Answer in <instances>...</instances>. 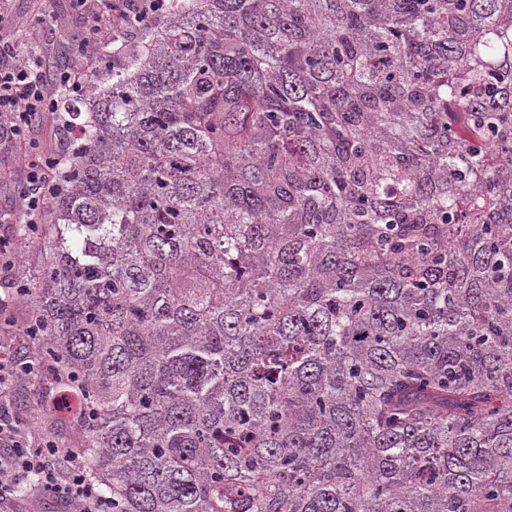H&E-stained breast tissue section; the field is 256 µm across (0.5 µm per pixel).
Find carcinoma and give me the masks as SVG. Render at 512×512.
I'll return each instance as SVG.
<instances>
[{
  "instance_id": "obj_1",
  "label": "carcinoma",
  "mask_w": 512,
  "mask_h": 512,
  "mask_svg": "<svg viewBox=\"0 0 512 512\" xmlns=\"http://www.w3.org/2000/svg\"><path fill=\"white\" fill-rule=\"evenodd\" d=\"M132 38L22 271L112 512H512V0Z\"/></svg>"
}]
</instances>
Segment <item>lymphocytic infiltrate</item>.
<instances>
[{
  "label": "lymphocytic infiltrate",
  "instance_id": "1",
  "mask_svg": "<svg viewBox=\"0 0 512 512\" xmlns=\"http://www.w3.org/2000/svg\"><path fill=\"white\" fill-rule=\"evenodd\" d=\"M172 0H77V6L94 19L85 47L55 80H47L38 55L0 48V145H17L32 131V118L48 114L54 119L59 146L48 154H20L24 176L21 192L24 229L17 238L34 246L46 200L60 187L63 141L72 139L74 126L63 98L89 94L91 79L101 70L119 65L126 52L132 24L162 20ZM20 286L10 283L0 292V317L7 324L0 336V512H15L13 505L22 479L67 512H112V499L87 469L81 449H62L59 428L18 414L15 394L23 375L39 371L37 350L20 357L15 348L32 336L30 317H18Z\"/></svg>",
  "mask_w": 512,
  "mask_h": 512
}]
</instances>
